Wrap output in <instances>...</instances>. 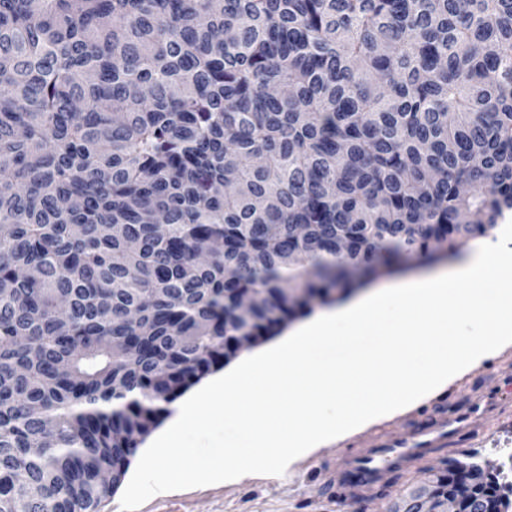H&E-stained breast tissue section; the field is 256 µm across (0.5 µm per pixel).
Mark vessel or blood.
<instances>
[{"label": "vessel or blood", "instance_id": "obj_1", "mask_svg": "<svg viewBox=\"0 0 512 512\" xmlns=\"http://www.w3.org/2000/svg\"><path fill=\"white\" fill-rule=\"evenodd\" d=\"M468 425L466 416L442 413L431 424L420 426L404 435L389 440L379 439L371 447L360 449L350 462L356 478L342 472L332 474V480L351 497L374 496L377 488L385 484L396 472L404 471L424 460L432 451L448 445Z\"/></svg>", "mask_w": 512, "mask_h": 512}]
</instances>
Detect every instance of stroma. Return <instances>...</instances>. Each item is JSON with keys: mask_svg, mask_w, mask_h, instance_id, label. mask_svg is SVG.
I'll use <instances>...</instances> for the list:
<instances>
[{"mask_svg": "<svg viewBox=\"0 0 512 512\" xmlns=\"http://www.w3.org/2000/svg\"><path fill=\"white\" fill-rule=\"evenodd\" d=\"M467 414L468 427L422 466L402 472L386 497L348 499L325 480L328 471L347 467L357 449L375 439H390L426 424L438 409ZM512 442V348L473 370L412 411L370 427L345 441L319 448L286 475L249 474L236 482L157 494L137 512H389L427 471L455 464L498 462L500 443Z\"/></svg>", "mask_w": 512, "mask_h": 512, "instance_id": "stroma-1", "label": "stroma"}]
</instances>
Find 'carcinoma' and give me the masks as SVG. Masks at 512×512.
<instances>
[{
	"label": "carcinoma",
	"mask_w": 512,
	"mask_h": 512,
	"mask_svg": "<svg viewBox=\"0 0 512 512\" xmlns=\"http://www.w3.org/2000/svg\"><path fill=\"white\" fill-rule=\"evenodd\" d=\"M509 210L512 0H0V512H99L240 339ZM174 412L171 410V413L163 420L161 425L156 428L149 437L137 448L135 455L131 459L130 466L125 475L123 483L118 488V490L112 495L110 499L105 501L100 508V512H122L121 508V498L122 495L134 474V468L137 466L142 454L148 448V446L154 441V439L159 435V433L167 426L169 421L173 418Z\"/></svg>",
	"instance_id": "1"
}]
</instances>
